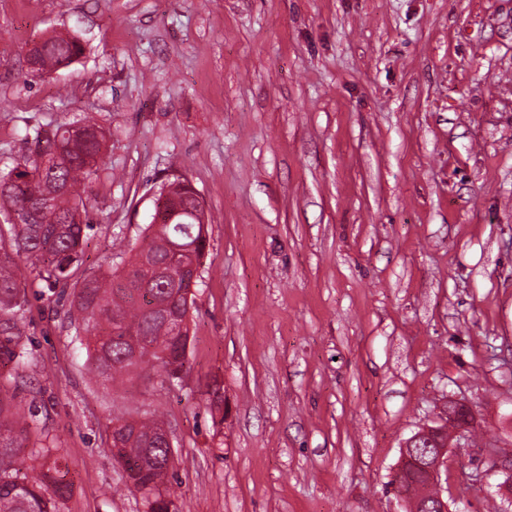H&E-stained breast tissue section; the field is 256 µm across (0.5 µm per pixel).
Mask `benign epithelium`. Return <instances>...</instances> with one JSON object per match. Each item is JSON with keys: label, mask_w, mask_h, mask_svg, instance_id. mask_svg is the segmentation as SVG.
I'll return each instance as SVG.
<instances>
[{"label": "benign epithelium", "mask_w": 512, "mask_h": 512, "mask_svg": "<svg viewBox=\"0 0 512 512\" xmlns=\"http://www.w3.org/2000/svg\"><path fill=\"white\" fill-rule=\"evenodd\" d=\"M179 215V209L170 207L168 188H163L158 202L155 224H171ZM471 407L462 401L448 402L445 424L437 427L428 426L413 434L403 445L401 456L393 478V490L401 505H409L412 512H450L448 500L443 497L441 473L446 463L449 448H466L470 444ZM421 467L427 484L434 495L420 501L418 496L408 494L406 473ZM504 480L499 491L503 497L504 512L512 508V464L503 468Z\"/></svg>", "instance_id": "benign-epithelium-1"}]
</instances>
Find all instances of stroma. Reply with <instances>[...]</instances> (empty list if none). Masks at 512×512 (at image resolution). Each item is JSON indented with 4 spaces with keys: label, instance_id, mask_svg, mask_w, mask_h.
Here are the masks:
<instances>
[{
    "label": "stroma",
    "instance_id": "obj_1",
    "mask_svg": "<svg viewBox=\"0 0 512 512\" xmlns=\"http://www.w3.org/2000/svg\"><path fill=\"white\" fill-rule=\"evenodd\" d=\"M84 52L30 73L31 43ZM91 116L112 177L84 194L82 272L138 242L159 188L198 191L209 245L180 384L100 385L67 299L27 290L57 512H144L110 448L164 419L176 512H399L402 443L473 407L453 512H494L512 461V0H0V166ZM224 392L214 424L206 394Z\"/></svg>",
    "mask_w": 512,
    "mask_h": 512
}]
</instances>
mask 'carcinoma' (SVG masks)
<instances>
[{
    "label": "carcinoma",
    "instance_id": "obj_1",
    "mask_svg": "<svg viewBox=\"0 0 512 512\" xmlns=\"http://www.w3.org/2000/svg\"><path fill=\"white\" fill-rule=\"evenodd\" d=\"M82 52L70 36H52L37 50L40 71L49 74L70 65ZM33 129L34 147L0 167V387L15 385L18 370L30 361L21 329L28 298L22 289L27 269L48 291L72 289L68 313L84 333L97 380L120 382L138 367L184 365L189 334L173 335L187 314L193 262L208 241L200 235V217L178 177L171 194L181 208L174 224H148L142 244L122 268L77 276L83 245L94 225L81 218L86 210L82 188L112 179L102 155L107 134L90 117ZM157 419H118L112 447L131 486L150 504L149 512H168L162 499L169 476V449L163 446ZM26 427L0 402V512H56L68 485L55 447L31 450L39 466L22 471L14 459L25 451Z\"/></svg>",
    "mask_w": 512,
    "mask_h": 512
}]
</instances>
